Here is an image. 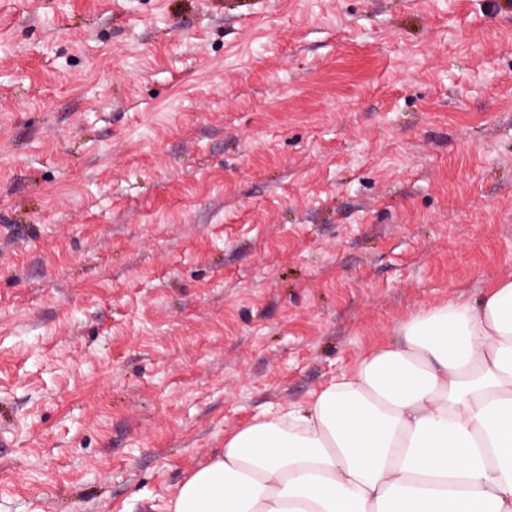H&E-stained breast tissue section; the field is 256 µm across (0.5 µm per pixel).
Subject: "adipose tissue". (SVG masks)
<instances>
[{"label":"adipose tissue","mask_w":512,"mask_h":512,"mask_svg":"<svg viewBox=\"0 0 512 512\" xmlns=\"http://www.w3.org/2000/svg\"><path fill=\"white\" fill-rule=\"evenodd\" d=\"M395 334L227 436L168 512H512V278Z\"/></svg>","instance_id":"adipose-tissue-1"}]
</instances>
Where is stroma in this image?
Instances as JSON below:
<instances>
[{"instance_id":"stroma-1","label":"stroma","mask_w":512,"mask_h":512,"mask_svg":"<svg viewBox=\"0 0 512 512\" xmlns=\"http://www.w3.org/2000/svg\"><path fill=\"white\" fill-rule=\"evenodd\" d=\"M506 277L512 0H0V512H166Z\"/></svg>"}]
</instances>
